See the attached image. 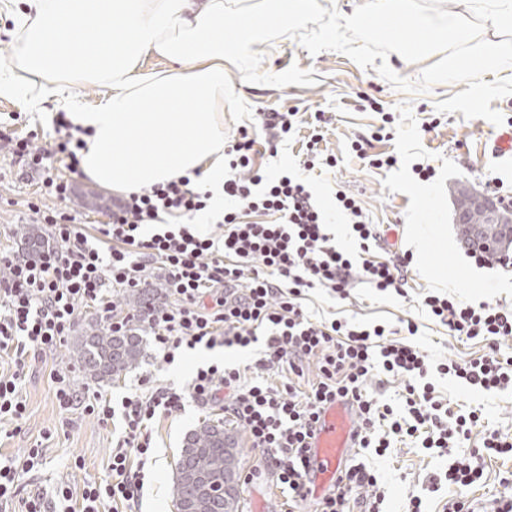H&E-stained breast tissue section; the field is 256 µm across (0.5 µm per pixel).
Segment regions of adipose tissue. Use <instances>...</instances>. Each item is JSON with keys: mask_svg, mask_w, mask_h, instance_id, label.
<instances>
[{"mask_svg": "<svg viewBox=\"0 0 512 512\" xmlns=\"http://www.w3.org/2000/svg\"><path fill=\"white\" fill-rule=\"evenodd\" d=\"M231 0H26L19 35L0 62V95L66 111L88 130L83 175L114 192H137L198 170L219 184L224 177V49L241 50L260 27L310 14L315 0H276L272 9L243 11L234 29L224 17ZM492 30L478 54L461 53L459 72L474 59L494 66L512 51V0H498ZM111 30L112 44L89 32ZM158 56L170 70H144ZM92 83L105 94L92 108L73 93Z\"/></svg>", "mask_w": 512, "mask_h": 512, "instance_id": "adipose-tissue-1", "label": "adipose tissue"}]
</instances>
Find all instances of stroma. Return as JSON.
Wrapping results in <instances>:
<instances>
[{"instance_id":"35a3bbf8","label":"stroma","mask_w":512,"mask_h":512,"mask_svg":"<svg viewBox=\"0 0 512 512\" xmlns=\"http://www.w3.org/2000/svg\"><path fill=\"white\" fill-rule=\"evenodd\" d=\"M224 137L232 139L238 128L251 123L255 114L269 111H295L301 122L278 154L266 158L275 174L295 172L307 153L313 132H321L318 151L335 156V167L320 166L307 172L314 193L325 207H333L335 194L343 190L358 200L370 222L388 227L387 240L394 251L409 252L413 260L404 286L405 296H381L365 286L355 287L348 299L337 301L324 291H309L304 305L308 312L322 317H346L362 322L399 326L412 319L419 326L412 341L432 363L463 361L489 351L481 340L449 335L446 327L430 319L421 306L423 290L437 288L472 304L500 302L512 304V267L499 263L475 266L464 254L454 223L448 188L461 182L491 195L512 196V159L497 157L494 142L512 130V96L492 101L504 116L502 125L487 120L464 118L462 113H441L436 102L464 91L461 83H438L423 93L409 94L391 86L374 68H362L346 56L324 51L310 55L295 39L282 37L275 42L256 43L244 54L224 55ZM325 113L327 122L314 127L316 113ZM15 114L9 129L14 135L37 132L38 144L50 141L51 105H36L20 96H0V114ZM385 138H375L377 128ZM362 140V151L351 148ZM392 154L398 163L378 169L371 161L377 155ZM431 166L430 181L417 179L414 164ZM53 176L71 180L75 192L64 206L81 224L90 226L107 221L113 192L102 189L71 171L64 162L54 161ZM42 194V179L28 173L18 159L0 147V252L17 254L16 236L20 225L29 223L27 204ZM145 357L139 368L111 384L99 385L84 378L70 355L68 344L37 361H29L20 393L26 402L22 420L0 423V459H15L39 448L41 459L31 472L20 475L9 512H22L29 493L53 494L56 487L69 486L81 493L84 485L106 480L112 443L119 426L74 409L60 412L54 395L51 372L65 374L67 380L92 393L121 398L136 391L142 379L157 385H186L194 369L206 361L222 360L252 367L258 348L202 350L166 364L157 356L152 336H145ZM453 409H479L482 425L471 435V447L481 444L484 429L512 434V391L481 392L463 387L449 377H431ZM224 420L233 429L241 448L240 512H286V498L270 472L260 469L261 453L252 448L242 426L225 419L220 408H199L186 402L183 410L155 421L149 430L153 455L145 465L142 494L135 512H175L172 487L175 462L185 434L205 420ZM369 464L383 476L388 489V512H401L409 494L423 497L427 512H443L448 500L464 495L477 512H488L495 497L506 493L505 479L512 475V458L484 456L479 464L482 478L467 488L441 483L432 490V476L444 473L449 457L402 442L383 457L372 456Z\"/></svg>"}]
</instances>
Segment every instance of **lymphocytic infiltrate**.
I'll list each match as a JSON object with an SVG mask.
<instances>
[{"label": "lymphocytic infiltrate", "instance_id": "lymphocytic-infiltrate-1", "mask_svg": "<svg viewBox=\"0 0 512 512\" xmlns=\"http://www.w3.org/2000/svg\"><path fill=\"white\" fill-rule=\"evenodd\" d=\"M52 123L55 138L47 146H35L29 136L9 137L6 145L30 169L45 171L47 196L64 200L72 185L51 177L52 163L61 158L79 169L85 131L62 113ZM296 123L292 112H261L254 125L239 129L232 139L222 185L223 232L217 237L200 233L191 223L212 198L201 189L196 171L119 198L108 222L90 232L71 213L28 202L54 246L33 259L0 256L10 271L0 281V352H12L16 367L13 374H0V421L23 418L26 403L17 382L27 358L60 345L80 306L97 307L113 335H126L134 319L117 316L114 293L148 288L156 280L163 281L171 303L149 314L147 325L166 363L200 345L244 349L257 343L263 355L255 367L262 371L278 366L299 376L304 360H317L318 380L306 391L291 381L246 382L235 366L205 364L184 388L150 386L117 404L100 395H80L65 376H56L61 411L80 408L99 421L118 417L123 423L109 457V480L84 485L77 495L82 512L138 502L152 453L148 427L157 416L182 410L188 399L201 407L222 404L225 415L245 428L252 446L262 452L263 467L272 469L277 486L287 492L290 512L309 498L306 441L322 406L335 398L350 401L355 409L358 452L381 457L398 440H415L438 456H453L444 479L460 487L481 479L475 458L485 453L512 456V435L488 430L480 447L454 457V449L470 440L482 414L453 411L428 380L436 372L477 391L512 390V356L493 348L468 361L434 365L411 341L418 332L414 321L406 323L408 339L397 340L386 325L318 320L303 307L305 292L314 288L339 300L348 299L357 283L381 294L400 292L411 258L372 255L385 234L340 190L335 212L360 249L351 254L330 235L332 214L319 204L307 181L287 173L266 174L261 153L276 154L278 143ZM421 303L451 335L493 345L512 339L511 305L474 306L438 291L423 293ZM379 373L403 381L402 408L370 393L368 382ZM385 500L380 474L360 462L344 469L335 487L317 500L315 512H349L353 502L359 512H385Z\"/></svg>", "mask_w": 512, "mask_h": 512}]
</instances>
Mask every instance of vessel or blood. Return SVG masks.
<instances>
[{"label":"vessel or blood","instance_id":"vessel-or-blood-1","mask_svg":"<svg viewBox=\"0 0 512 512\" xmlns=\"http://www.w3.org/2000/svg\"><path fill=\"white\" fill-rule=\"evenodd\" d=\"M356 421L350 402L331 401L320 412L319 421L310 441L305 468L308 489L321 496L336 484L344 469L347 453L355 443Z\"/></svg>","mask_w":512,"mask_h":512}]
</instances>
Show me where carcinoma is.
<instances>
[{
    "instance_id": "1",
    "label": "carcinoma",
    "mask_w": 512,
    "mask_h": 512,
    "mask_svg": "<svg viewBox=\"0 0 512 512\" xmlns=\"http://www.w3.org/2000/svg\"><path fill=\"white\" fill-rule=\"evenodd\" d=\"M143 337L114 336L101 323L80 337L84 374L109 381L136 368L143 357ZM176 512H237L239 448L224 423L206 422L184 437L175 464Z\"/></svg>"
}]
</instances>
